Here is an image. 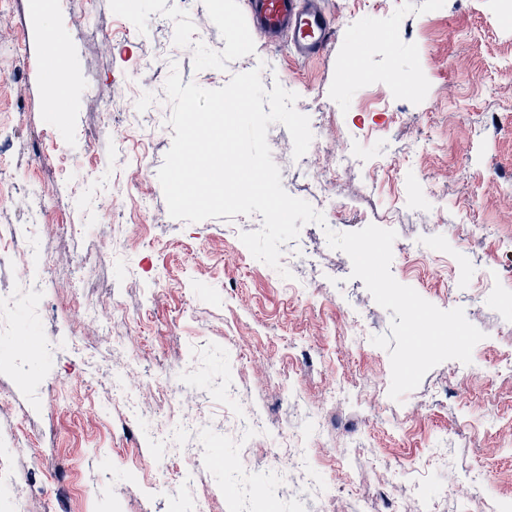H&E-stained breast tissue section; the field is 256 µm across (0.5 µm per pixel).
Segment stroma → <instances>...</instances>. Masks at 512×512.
<instances>
[{"instance_id":"35a3bbf8","label":"stroma","mask_w":512,"mask_h":512,"mask_svg":"<svg viewBox=\"0 0 512 512\" xmlns=\"http://www.w3.org/2000/svg\"><path fill=\"white\" fill-rule=\"evenodd\" d=\"M335 36L318 59L245 35V0H0V224L42 210L40 249L0 240V289L44 281L10 317L0 358V501L23 512H512V0H325ZM65 51L62 100L45 91V31ZM205 89L260 69L295 92L313 141H267L293 197L323 208L284 244L295 282L240 241L261 214L170 217L158 170L175 131L171 67ZM350 151L359 163L338 167ZM320 194H313V187ZM394 230L391 272L485 338L471 364L431 369L402 401L371 338L391 316L327 243ZM360 314L353 327L351 314ZM228 382L244 388L235 400ZM143 410L121 424L113 384ZM343 391L340 407L331 396ZM267 422L251 451L234 425ZM190 433H183L184 422ZM182 431L180 448L156 429ZM306 450L324 490L277 475ZM222 449L229 463L210 462ZM195 457L199 480L180 470ZM491 479L473 489L471 476Z\"/></svg>"}]
</instances>
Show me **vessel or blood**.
<instances>
[{"instance_id":"1","label":"vessel or blood","mask_w":512,"mask_h":512,"mask_svg":"<svg viewBox=\"0 0 512 512\" xmlns=\"http://www.w3.org/2000/svg\"><path fill=\"white\" fill-rule=\"evenodd\" d=\"M246 29L274 42L287 40L302 58L322 56L332 36L323 0H248Z\"/></svg>"}]
</instances>
